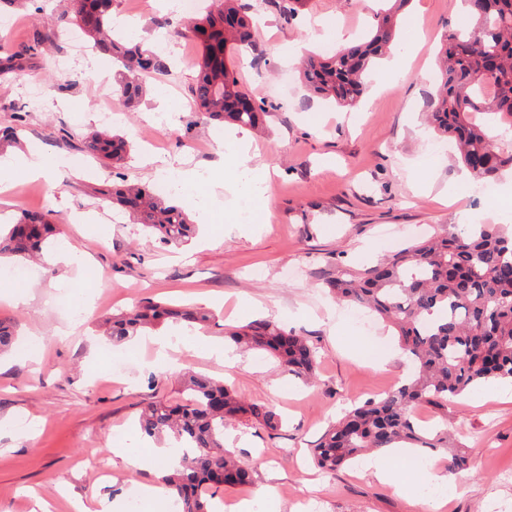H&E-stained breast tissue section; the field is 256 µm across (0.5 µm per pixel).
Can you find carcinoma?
<instances>
[{
	"instance_id": "carcinoma-1",
	"label": "carcinoma",
	"mask_w": 512,
	"mask_h": 512,
	"mask_svg": "<svg viewBox=\"0 0 512 512\" xmlns=\"http://www.w3.org/2000/svg\"><path fill=\"white\" fill-rule=\"evenodd\" d=\"M113 0H70L62 20L86 36L88 45L107 52L120 67L119 101L131 107L143 92L142 74H165L169 57L129 45L112 31ZM281 24L295 19L303 0H263ZM473 23L450 33L442 44L436 95L423 112L425 124L454 140L458 156L475 178L494 182L512 169V149H500L476 116L500 115L512 124V0H460ZM237 19L224 28V16ZM255 9L247 0H213V8L192 18L184 35L201 46L190 88L196 109L211 121L263 127L269 110L235 75L234 58L225 54L256 42ZM396 21L378 19L363 42L328 57L310 56L302 73L310 91L340 106L357 103L370 63L395 46ZM85 151L108 164L130 152L120 135L93 134ZM112 201L166 243L181 245L195 225L179 205L142 187H115ZM54 227L44 215L24 211L0 233V258L27 260L41 254ZM340 302L362 306L388 322L412 361L411 377L379 398L369 399L329 424L313 449L316 465L334 471L348 461L386 448H428L448 455L450 469L466 465V456L448 446V434L427 429L415 412L448 413V400L485 384L512 381V224H464L416 241L392 257L362 269L343 268L327 280ZM209 320L195 308L146 301L112 317L108 335L124 339L167 322L187 329ZM236 345L273 355L284 371L312 374L318 347L306 336L259 319L225 331ZM181 397L151 401L138 414L143 435L182 442L185 451L164 476L181 503V512H213L200 489L253 483V472L224 444L228 420L253 421L270 431L281 426L276 412L248 403L224 383L191 372L178 375Z\"/></svg>"
}]
</instances>
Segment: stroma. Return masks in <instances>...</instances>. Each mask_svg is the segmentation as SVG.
<instances>
[{
    "instance_id": "obj_1",
    "label": "stroma",
    "mask_w": 512,
    "mask_h": 512,
    "mask_svg": "<svg viewBox=\"0 0 512 512\" xmlns=\"http://www.w3.org/2000/svg\"><path fill=\"white\" fill-rule=\"evenodd\" d=\"M67 0H6L0 13L12 16L0 31V127L22 117L26 147L55 158L78 159L55 184L17 174L0 190V213L46 214L68 245L83 254L81 265H36L35 277L18 303H6L11 287H0V321L13 324L17 341L41 338L40 352L19 346L0 355V512H34L44 501L50 512H76V501L111 502L125 512L129 488L155 485L161 465L132 469L115 449L152 451L135 430L138 410L162 397L175 398L173 365L223 380L245 400L282 414L276 432L249 422L225 428L227 446L255 472L252 485L224 488L216 508L242 498L264 512H431L414 499L377 482L358 464L328 473L315 466L311 450L328 424L352 405L377 397L410 375L413 366L391 330L376 320L358 324L346 306L321 290L337 269H363L388 255L379 240L396 229V243L441 231L481 216L512 224V213L483 207L465 196L463 166L432 151L434 138L421 122L435 92L431 74L446 35L465 21L450 0H407L397 13V46L370 71L359 104L341 107L309 95L301 60L322 45L337 48V33L354 38L373 28L378 0H307L293 24L280 26L261 8L257 33L260 65L244 55L240 82L272 104L265 130L217 127L195 111L190 87L200 54L179 26L180 10L161 11L157 0H114L112 16L133 41H165L182 49L170 73L144 78L135 111L112 123L98 117L115 99L111 57L87 55L60 68L59 46L32 50L33 34L59 24ZM292 83L282 88L280 76ZM44 91L39 106L26 99L28 82ZM94 132L123 136L130 158L101 166L83 148ZM250 142L252 165L270 172V213L264 222L240 224L227 213L242 205L233 177L224 173V137ZM206 173L196 196L160 191L155 162ZM159 192L161 199L193 211L202 200L214 214L193 239L179 246L144 238L141 227L116 211L98 189L109 183ZM265 272L262 281L251 272ZM192 304L212 313L186 342H171L172 328L155 327L115 344L106 322L138 301ZM268 317L303 332L318 347L321 362L313 380L282 373L274 358L238 349L234 364L215 357L224 328ZM123 356L125 380H110L109 353ZM448 430L468 458L448 470L449 501L443 512H512V392L480 402L470 393L448 403ZM104 458L102 479L90 467Z\"/></svg>"
}]
</instances>
